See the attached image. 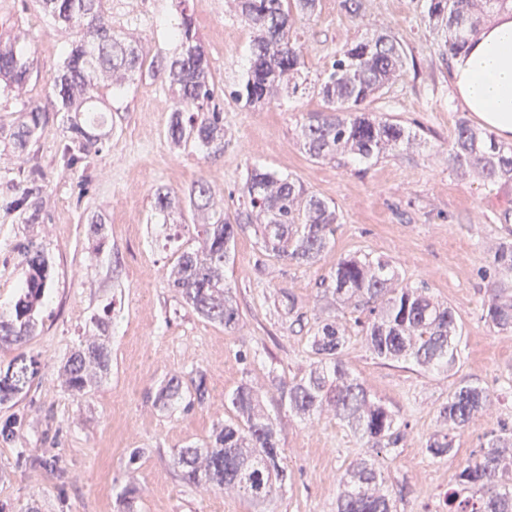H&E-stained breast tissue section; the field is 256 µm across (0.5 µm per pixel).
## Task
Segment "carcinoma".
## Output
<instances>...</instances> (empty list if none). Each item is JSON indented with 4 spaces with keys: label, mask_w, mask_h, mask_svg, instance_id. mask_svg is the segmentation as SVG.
<instances>
[{
    "label": "carcinoma",
    "mask_w": 512,
    "mask_h": 512,
    "mask_svg": "<svg viewBox=\"0 0 512 512\" xmlns=\"http://www.w3.org/2000/svg\"><path fill=\"white\" fill-rule=\"evenodd\" d=\"M55 21L75 31L62 70L53 82L51 104L57 111L83 113L73 122L70 160L77 162L100 151L104 124L97 107L101 75L112 74V90L143 74L149 66L169 82L175 100L167 130L170 142L180 147L192 140L217 156L224 152L222 113L211 107L218 87L201 46L192 15L182 9L170 37L179 54L146 62L141 46L114 34L102 20V0H39ZM236 13L250 29L249 67L228 92L237 104H270L306 92V68L297 23L310 20L319 0H232ZM427 14L437 34L436 50L442 60H452L468 39L491 16L512 9V0H427ZM22 37L0 33V81L23 84L31 61L19 44ZM403 42L375 33L336 51L330 68L313 89L325 109L309 114L301 129V145L313 159L347 155L369 163L384 154L407 150L416 135L401 124L365 110L383 91L408 73ZM43 107L36 105L22 116L12 133L15 145L27 148L41 127ZM448 163L456 172L487 185L512 183V143L505 144L487 129L465 119L457 122L448 145ZM40 190L21 188L19 205L33 207L31 221L39 219ZM245 206L234 218L224 215L215 191L205 179L191 186L185 197L171 189H158L153 207L163 223L177 214L184 217L183 199L197 229L195 244H181L167 269L168 286L205 320L234 329L240 312L226 291L224 265L231 259L235 239L246 224L260 229L264 248L278 260L301 265L316 263L336 233L338 214L327 200L307 191L299 182L256 169L241 188ZM27 275L22 292L8 313H0V349L23 344L36 330L39 307L48 288L49 257L30 240L21 248ZM496 274L512 276V242L504 240L492 254ZM334 309L367 313L354 319L368 349L381 360L412 361L425 373L451 372L462 359L461 330L453 310L429 293L412 286L390 271L389 263L367 254L339 259L322 280ZM481 318L507 334L512 332V293L495 288L484 303ZM311 348L317 356L309 371L280 382L288 408L311 417L334 412L366 448L396 447L401 440L396 417L385 403L369 396L353 378L343 359L350 338L348 324L336 314L320 315L312 327ZM110 354L105 337L91 336L68 357L61 383L81 394L108 373ZM34 370L22 356L0 375V404L25 392ZM181 383L171 379L158 390L156 401L168 404L180 398ZM493 401L479 385L454 388L438 410L439 429L428 440L434 458L454 450V434L467 427ZM228 417L213 431V445L205 450L182 448L174 456L183 478L197 485L229 490L262 508L273 499L288 474L275 425L258 395L246 384L226 397ZM448 512H512V435H493L479 454L458 473L456 487L445 498ZM337 512H393L381 471L365 459L355 462L341 479Z\"/></svg>",
    "instance_id": "cac0c4a2"
}]
</instances>
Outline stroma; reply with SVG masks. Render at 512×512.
<instances>
[{
  "mask_svg": "<svg viewBox=\"0 0 512 512\" xmlns=\"http://www.w3.org/2000/svg\"><path fill=\"white\" fill-rule=\"evenodd\" d=\"M363 19L342 0H320L304 26L308 80L329 67L336 50L387 30L403 39L414 61L403 81L373 100L369 112L416 131L417 146L380 156L370 165L350 157L314 160L300 145L316 94L246 107L216 95L224 114V151L167 140L173 102L163 78L134 80L122 94L100 91L107 116L99 154L74 167L63 162L73 138L66 113L48 106L72 31L38 0H0V27L25 34L32 74L22 85L0 86V313L13 308L26 278L17 250L36 236L52 261L47 297L35 336L22 347L37 373L27 392L0 405V512H253L234 493L183 480L173 458L180 448L206 447L224 421L225 398L241 383L261 396L273 418L288 481L269 512H336L337 486L360 457L380 463L394 512H447L444 496L459 471L490 435L512 432V334L481 318L498 280L490 257L512 226V184L485 185L457 175L448 143L465 110L453 75L435 50L423 0H363ZM195 26L217 86L238 82L248 67L249 34L228 0H190ZM104 20L147 55L172 56L170 28L178 0H103ZM40 104L45 116L26 151L10 137L21 112ZM296 178L332 201L341 216L321 259L306 266L268 256L256 226L235 242L225 283L241 315L227 330L199 316L169 288L173 261L168 228L153 215V193L187 191L207 179L227 213L239 206L250 169ZM36 171L45 220L25 223L13 207L17 183ZM101 218V230L91 221ZM363 253L389 262L411 285L426 284L462 326L464 359L454 372L423 374L412 362L385 361L352 332L344 351L350 371L393 410L403 433L393 448L362 446L333 414L309 419L281 401L273 380L291 379L311 362L308 327L329 300L319 283L339 258ZM297 302L285 310V294ZM106 317L111 370L81 396L65 389L61 369L90 321ZM206 378L201 405L163 408L155 396L177 377ZM487 388L494 399L458 433L453 453L435 458L426 442L438 408L459 385Z\"/></svg>",
  "mask_w": 512,
  "mask_h": 512,
  "instance_id": "stroma-1",
  "label": "stroma"
}]
</instances>
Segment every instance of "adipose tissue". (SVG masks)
Here are the masks:
<instances>
[{"label": "adipose tissue", "mask_w": 512, "mask_h": 512, "mask_svg": "<svg viewBox=\"0 0 512 512\" xmlns=\"http://www.w3.org/2000/svg\"><path fill=\"white\" fill-rule=\"evenodd\" d=\"M457 96L464 108L503 141L512 142V11L483 25L453 62Z\"/></svg>", "instance_id": "obj_1"}]
</instances>
